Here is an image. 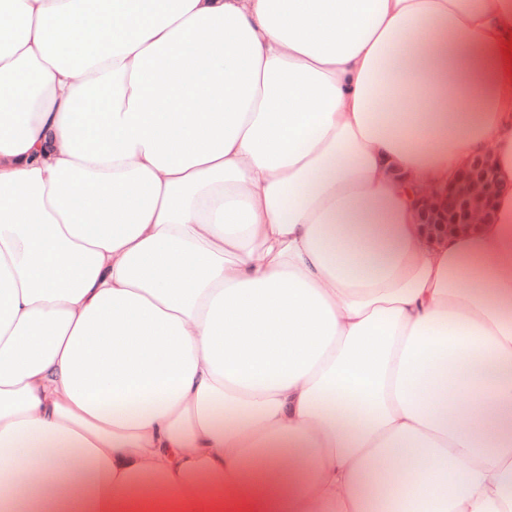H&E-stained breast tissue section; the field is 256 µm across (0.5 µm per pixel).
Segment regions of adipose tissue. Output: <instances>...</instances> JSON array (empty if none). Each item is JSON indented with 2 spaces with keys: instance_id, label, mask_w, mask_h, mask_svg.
<instances>
[{
  "instance_id": "adipose-tissue-1",
  "label": "adipose tissue",
  "mask_w": 512,
  "mask_h": 512,
  "mask_svg": "<svg viewBox=\"0 0 512 512\" xmlns=\"http://www.w3.org/2000/svg\"><path fill=\"white\" fill-rule=\"evenodd\" d=\"M102 2L0 0V512H512V0ZM485 151L456 172L448 182V192L432 187L416 191L420 224L428 228L434 240L453 230L493 220L498 180L492 154Z\"/></svg>"
}]
</instances>
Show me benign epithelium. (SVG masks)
Here are the masks:
<instances>
[{
	"label": "benign epithelium",
	"instance_id": "7a95c632",
	"mask_svg": "<svg viewBox=\"0 0 512 512\" xmlns=\"http://www.w3.org/2000/svg\"><path fill=\"white\" fill-rule=\"evenodd\" d=\"M497 185L492 154H476L448 182V191H416L420 223L435 240L459 228L488 224L494 218Z\"/></svg>",
	"mask_w": 512,
	"mask_h": 512
}]
</instances>
